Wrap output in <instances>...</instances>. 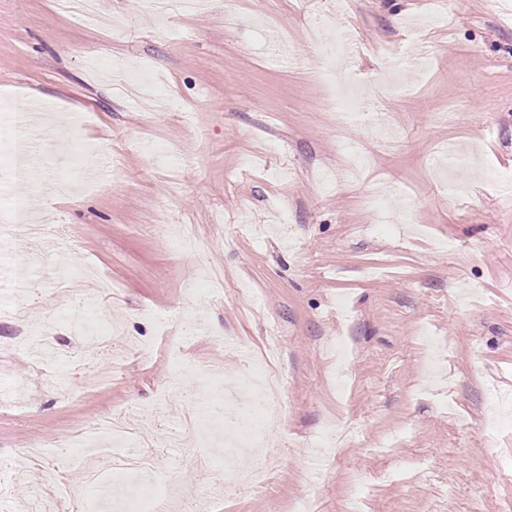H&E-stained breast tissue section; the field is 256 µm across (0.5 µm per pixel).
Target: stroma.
Returning <instances> with one entry per match:
<instances>
[{"label":"stroma","mask_w":512,"mask_h":512,"mask_svg":"<svg viewBox=\"0 0 512 512\" xmlns=\"http://www.w3.org/2000/svg\"><path fill=\"white\" fill-rule=\"evenodd\" d=\"M447 2L434 23V0H206L160 19L98 0L125 18L115 32L57 0H0V112L68 129L66 146L28 144L31 176L9 187L39 204L46 237L0 240V263L26 256L31 274L0 320L13 498L93 501V432L113 456L153 455L145 492H206L208 512L305 498L344 512L359 485L365 512H512V417L484 429L494 397H512V0ZM416 44L422 70L401 62ZM142 73L179 109L151 120L146 87L113 93ZM351 79L385 120L338 121L329 87ZM348 141L367 157L354 178ZM104 157L98 185L80 186ZM383 187L405 215L375 232L367 200ZM94 318L147 354L114 363ZM273 332L282 415L250 457L273 469L259 495L217 447L156 439L223 423L200 372L243 374ZM118 415L133 446L112 444ZM330 421L342 447L321 444Z\"/></svg>","instance_id":"1"}]
</instances>
